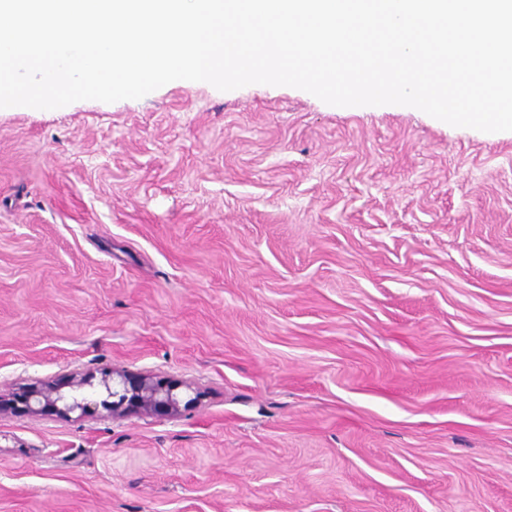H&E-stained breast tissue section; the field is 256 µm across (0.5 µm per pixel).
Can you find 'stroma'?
<instances>
[{
    "mask_svg": "<svg viewBox=\"0 0 512 512\" xmlns=\"http://www.w3.org/2000/svg\"><path fill=\"white\" fill-rule=\"evenodd\" d=\"M0 512H512V131L176 80L0 110ZM118 377L119 380L115 385L112 379V387L105 380L104 384L109 397L107 400L104 398L95 402L93 408L91 403L82 404L77 400L68 404L63 389L80 387L85 381L75 383L72 379H63L54 383L26 386L14 392L7 400L0 398V411L11 410L34 415H61L74 408H80L87 413L99 406L112 413L143 410L153 414L174 415L179 411V399L176 393L179 388L178 382L167 378H148L127 371L119 373Z\"/></svg>",
    "mask_w": 512,
    "mask_h": 512,
    "instance_id": "35a3bbf8",
    "label": "stroma"
}]
</instances>
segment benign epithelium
<instances>
[{
  "label": "benign epithelium",
  "mask_w": 512,
  "mask_h": 512,
  "mask_svg": "<svg viewBox=\"0 0 512 512\" xmlns=\"http://www.w3.org/2000/svg\"><path fill=\"white\" fill-rule=\"evenodd\" d=\"M115 385H105L109 399L94 404L66 402L65 388L82 386L72 379H63L54 383L35 384L14 392L7 400L0 399V411L11 410L18 413L49 415L63 414L68 410L80 408L88 412L91 407H102L115 412L147 411L153 414L173 415L179 411V399L176 390L179 383L166 378H148L138 373L124 371L118 374Z\"/></svg>",
  "instance_id": "7a95c632"
}]
</instances>
